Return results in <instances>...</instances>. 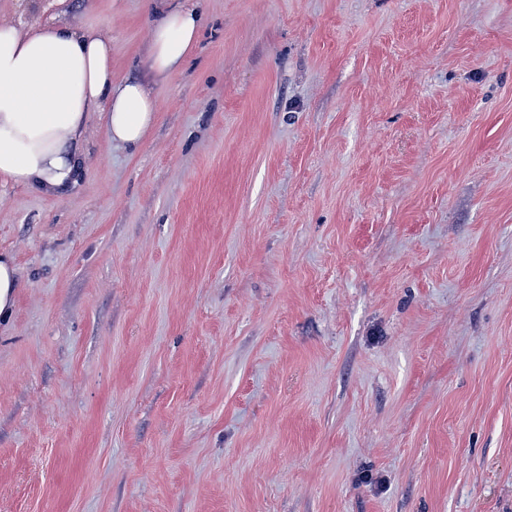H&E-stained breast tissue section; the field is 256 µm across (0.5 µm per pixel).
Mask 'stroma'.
I'll return each mask as SVG.
<instances>
[{"mask_svg":"<svg viewBox=\"0 0 512 512\" xmlns=\"http://www.w3.org/2000/svg\"><path fill=\"white\" fill-rule=\"evenodd\" d=\"M0 0L157 119L0 184V512H512V0ZM200 26L196 9L177 5L162 12L152 26L151 70L158 76L178 70L194 51ZM17 288H20L17 267L9 253H0V320L11 314Z\"/></svg>","mask_w":512,"mask_h":512,"instance_id":"obj_1","label":"stroma"}]
</instances>
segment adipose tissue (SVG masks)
Here are the masks:
<instances>
[{"label":"adipose tissue","mask_w":512,"mask_h":512,"mask_svg":"<svg viewBox=\"0 0 512 512\" xmlns=\"http://www.w3.org/2000/svg\"><path fill=\"white\" fill-rule=\"evenodd\" d=\"M201 19L177 5L152 26L150 68L178 70L193 53ZM102 113L112 144L138 147L157 103L140 82L114 81L112 43L91 29L0 25V183L45 196L76 186L85 172L84 135Z\"/></svg>","instance_id":"1"}]
</instances>
